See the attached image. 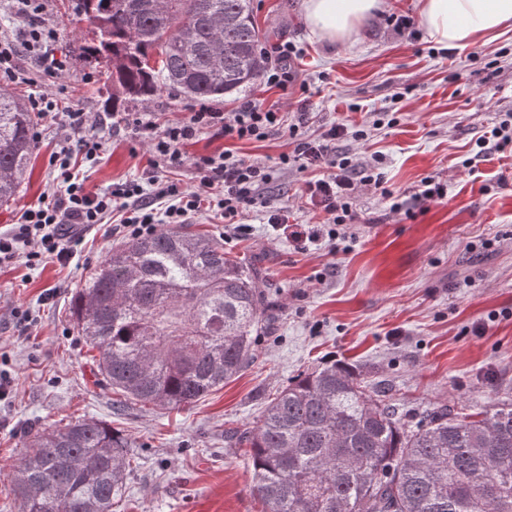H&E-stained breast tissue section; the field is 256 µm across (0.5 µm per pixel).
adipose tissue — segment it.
I'll return each instance as SVG.
<instances>
[{
	"label": "adipose tissue",
	"instance_id": "ef3b65f1",
	"mask_svg": "<svg viewBox=\"0 0 512 512\" xmlns=\"http://www.w3.org/2000/svg\"><path fill=\"white\" fill-rule=\"evenodd\" d=\"M384 0H304L311 32L333 42L354 39ZM420 23L437 48L464 49L512 22V0H418Z\"/></svg>",
	"mask_w": 512,
	"mask_h": 512
}]
</instances>
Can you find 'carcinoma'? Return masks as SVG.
Instances as JSON below:
<instances>
[{
	"label": "carcinoma",
	"instance_id": "carcinoma-1",
	"mask_svg": "<svg viewBox=\"0 0 512 512\" xmlns=\"http://www.w3.org/2000/svg\"><path fill=\"white\" fill-rule=\"evenodd\" d=\"M89 46L112 67V111L174 90L218 100L261 76L252 0H80ZM34 113L0 91V206L35 146ZM263 299L248 257L176 226L126 241L77 289L70 314L106 385L162 409L189 406L254 357ZM270 512H512V402L416 421L344 362L296 376L240 434ZM12 474L22 512H112L135 463L102 421L25 432Z\"/></svg>",
	"mask_w": 512,
	"mask_h": 512
}]
</instances>
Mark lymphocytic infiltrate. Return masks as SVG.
Returning <instances> with one entry per match:
<instances>
[{"label": "lymphocytic infiltrate", "instance_id": "f902f5d3", "mask_svg": "<svg viewBox=\"0 0 512 512\" xmlns=\"http://www.w3.org/2000/svg\"><path fill=\"white\" fill-rule=\"evenodd\" d=\"M16 13L32 20L21 39L0 34V78L11 82L28 80L30 72L21 67L19 56L28 53L39 63L38 72L56 77L67 69L65 55L58 53L59 29L45 22L42 14L45 0H11ZM263 83L269 88L288 89L294 80L292 68L294 49L282 41L262 48ZM311 116L307 106L297 112H281L277 105L265 104L255 97H246L228 112L206 103L192 105L177 121L161 124L148 112H129L124 122L135 140L149 142L153 153V170L146 179L118 182L105 192L88 191L83 179L73 172L71 158L80 153L85 161H95L102 147L93 127L88 126L82 111L67 113L65 126L69 137L59 151L52 153L50 164L57 170L65 188L43 197L37 205L23 211L18 224L0 232V268L15 263L35 268L48 262L68 263L79 243V230L92 229L105 223L112 213H119L120 222L112 231L128 239L148 237L161 226L187 224L202 212H212L224 223L225 237L245 233L241 216L250 210H261L268 224L275 229L288 224L287 208L275 205L263 195L262 188L271 180L267 164L251 161L231 151L187 157L185 148L200 134L227 141H266L288 137L295 145L292 154L280 155L281 163L295 162L300 168L327 166L329 172L307 183L304 194L324 214L322 222L307 229L293 231L300 249L322 244H335L343 239V227L357 223L352 208V195L357 182L380 188L382 196L391 199L390 209L401 213L405 201L395 199L393 191L383 187L381 174L373 167L356 168L350 157L330 159L331 141L345 135L355 140L366 139L363 127L331 123L316 138L304 136ZM191 163L196 186L184 190L177 183L162 179L161 169Z\"/></svg>", "mask_w": 512, "mask_h": 512}]
</instances>
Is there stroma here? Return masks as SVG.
Instances as JSON below:
<instances>
[{
	"label": "stroma",
	"mask_w": 512,
	"mask_h": 512,
	"mask_svg": "<svg viewBox=\"0 0 512 512\" xmlns=\"http://www.w3.org/2000/svg\"><path fill=\"white\" fill-rule=\"evenodd\" d=\"M417 0H386L385 15L413 19L412 28L366 21L352 42L314 35L303 0H253L256 23L271 41L297 48L296 82L288 91L250 84L246 95L296 111L307 100L308 135L326 123L372 121L392 112L394 125L362 141L337 140L335 152L372 163L389 189L413 194L421 179L445 182L438 203L393 215L371 186L353 199L356 234L345 247L300 250L273 230L262 212L244 216L249 233L225 242L228 256L257 258L267 318L255 338L254 361L223 388L181 411L125 401L98 374L92 351L70 319L83 279L120 242L102 224L87 231L69 266L0 270V370L12 377L0 400V512H21L11 473L28 424L59 426L101 420L129 436L138 457L114 512H267L251 489L248 448L234 432L250 428L288 382L327 359L356 365L365 380L383 382L400 414L462 400L477 409L512 402V144L477 151L475 141L512 113V23L463 50L432 52L418 24ZM46 17L60 29L69 70L33 83L3 82L29 102L51 95L56 108L37 114L36 145L15 203L0 208V231L17 223L43 192L59 189L48 165L65 130L63 112L98 119L104 149L95 162L74 158L90 191L140 178L150 166L147 144L131 140L123 123L104 112L109 73L86 49L93 34L77 0H47ZM274 166L265 196L286 205L293 224L314 222L317 210L301 193L319 167L280 169L287 139L227 142L199 136L188 155L221 149ZM28 308L36 323L20 332L12 310Z\"/></svg>",
	"instance_id": "obj_1"
}]
</instances>
